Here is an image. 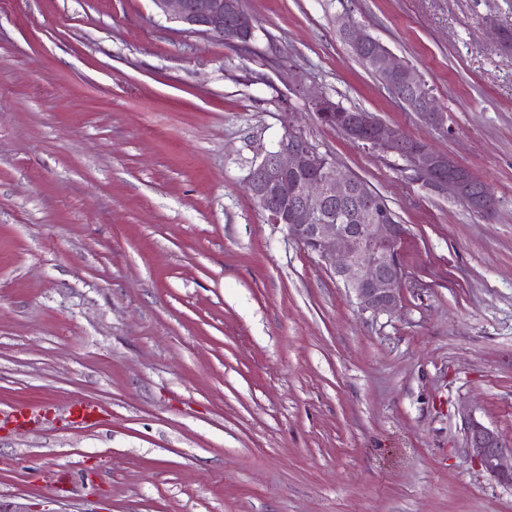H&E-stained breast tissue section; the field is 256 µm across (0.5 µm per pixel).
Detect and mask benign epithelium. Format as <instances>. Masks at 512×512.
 Here are the masks:
<instances>
[{
	"instance_id": "benign-epithelium-1",
	"label": "benign epithelium",
	"mask_w": 512,
	"mask_h": 512,
	"mask_svg": "<svg viewBox=\"0 0 512 512\" xmlns=\"http://www.w3.org/2000/svg\"><path fill=\"white\" fill-rule=\"evenodd\" d=\"M164 15L175 19L188 34L213 38L229 46L238 45L245 32H254L252 16L243 0H153ZM338 31L354 50L371 49V61L386 81L414 93L405 106L414 105L420 119L444 131L446 118L433 95L421 94V82L407 64L365 28L344 15L336 18ZM321 119L334 117V106L326 96L312 100ZM342 134L370 145L383 155L407 157L415 177L439 192L463 199L476 214L487 218L494 197L487 186L470 195L469 171L451 157L431 149L427 143H414L399 129L386 124L371 112L359 111L346 116ZM306 170L299 193L288 195V174ZM246 187L257 207L272 224L284 226L288 238L326 261L333 273L353 293L365 312L388 313L401 299L404 275L397 246L403 225L377 214L372 207L360 209L354 224H338L336 217L325 218L329 205L344 202L362 193L356 177L344 172L336 161L321 154L303 135L289 130L270 150H264L251 166ZM466 445L484 469L502 483L512 485V439L469 416L465 420Z\"/></svg>"
}]
</instances>
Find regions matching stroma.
Here are the masks:
<instances>
[{
    "instance_id": "obj_1",
    "label": "stroma",
    "mask_w": 512,
    "mask_h": 512,
    "mask_svg": "<svg viewBox=\"0 0 512 512\" xmlns=\"http://www.w3.org/2000/svg\"><path fill=\"white\" fill-rule=\"evenodd\" d=\"M248 47L152 0H0V495L36 512H512L464 419L512 438V0H244ZM356 23L431 88L425 125ZM322 94L451 155L492 217L324 125ZM295 130L405 229L361 312L245 188ZM77 400L98 421L67 423ZM51 411L15 427L20 404ZM338 31L348 42L353 50H363L371 48V61L376 68L384 75L386 81L390 84L407 89L414 93L412 100H406L400 96V101L405 106L414 105L418 108L420 119L437 129L447 131L445 126L446 118L443 112H440L435 103V97L432 95L421 94V82L409 70L407 64L395 56L382 42H377L365 28L355 25L349 17L339 15L336 18ZM354 56L366 66L380 81V83L396 97V89L388 84L374 69L368 59V53L354 54Z\"/></svg>"
}]
</instances>
